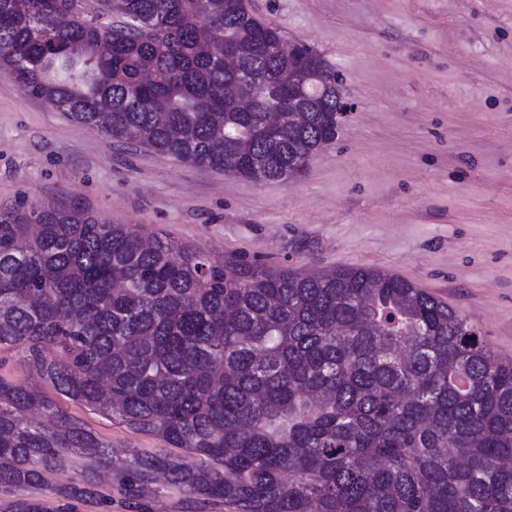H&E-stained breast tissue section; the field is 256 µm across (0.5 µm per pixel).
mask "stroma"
I'll use <instances>...</instances> for the list:
<instances>
[{"label":"stroma","mask_w":512,"mask_h":512,"mask_svg":"<svg viewBox=\"0 0 512 512\" xmlns=\"http://www.w3.org/2000/svg\"><path fill=\"white\" fill-rule=\"evenodd\" d=\"M335 68L354 108L288 182L115 142L0 75V212L78 205L219 261L377 267L512 361V0H248ZM125 452L162 443L64 398Z\"/></svg>","instance_id":"35a3bbf8"}]
</instances>
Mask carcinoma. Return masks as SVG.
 <instances>
[{
  "mask_svg": "<svg viewBox=\"0 0 512 512\" xmlns=\"http://www.w3.org/2000/svg\"><path fill=\"white\" fill-rule=\"evenodd\" d=\"M280 32L244 0H0V74L116 142L287 182L336 139L297 123ZM229 50L235 67L224 66ZM62 397L182 448L129 451L0 378V493L149 512L160 483L229 512H512V361L466 318L372 267L218 262L88 210L0 215V352ZM467 379L460 391L454 378ZM83 462L77 460L74 463V467L66 472H59L54 474L48 486L43 488H28L22 490H16L10 495L0 494V510L5 509L11 502L16 501H36L43 505L45 512H56L58 508V499L53 495V489L61 483L66 482L72 477H75L76 473L82 469Z\"/></svg>",
  "mask_w": 512,
  "mask_h": 512,
  "instance_id": "cac0c4a2",
  "label": "carcinoma"
}]
</instances>
